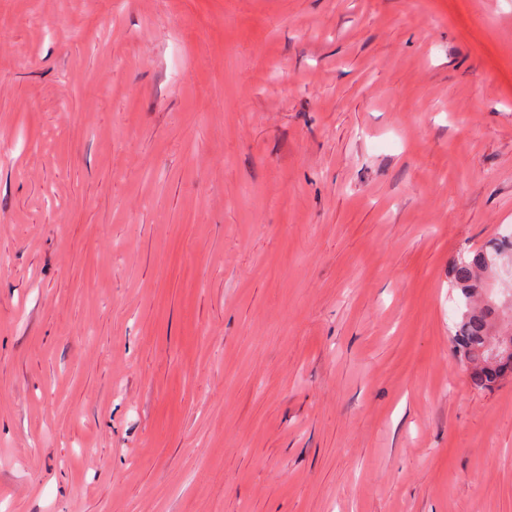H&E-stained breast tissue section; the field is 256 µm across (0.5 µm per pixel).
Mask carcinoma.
Returning a JSON list of instances; mask_svg holds the SVG:
<instances>
[{
	"label": "carcinoma",
	"mask_w": 512,
	"mask_h": 512,
	"mask_svg": "<svg viewBox=\"0 0 512 512\" xmlns=\"http://www.w3.org/2000/svg\"><path fill=\"white\" fill-rule=\"evenodd\" d=\"M507 264L512 266V236L502 235L461 251L452 271L453 287L463 303L455 323L456 353L478 389H490L512 377V327L499 326L502 304L496 300L492 282Z\"/></svg>",
	"instance_id": "cac0c4a2"
}]
</instances>
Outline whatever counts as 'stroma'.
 Listing matches in <instances>:
<instances>
[{"mask_svg":"<svg viewBox=\"0 0 512 512\" xmlns=\"http://www.w3.org/2000/svg\"><path fill=\"white\" fill-rule=\"evenodd\" d=\"M1 29L0 512H512L448 278L512 230V0Z\"/></svg>","mask_w":512,"mask_h":512,"instance_id":"stroma-1","label":"stroma"}]
</instances>
